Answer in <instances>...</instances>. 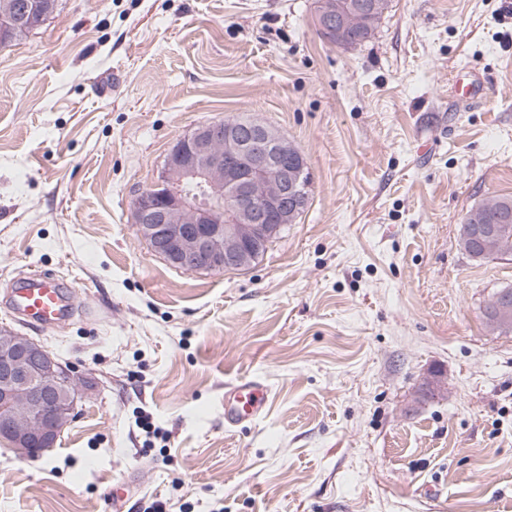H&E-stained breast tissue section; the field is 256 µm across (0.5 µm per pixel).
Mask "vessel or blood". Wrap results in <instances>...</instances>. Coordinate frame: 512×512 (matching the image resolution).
Returning <instances> with one entry per match:
<instances>
[{
  "mask_svg": "<svg viewBox=\"0 0 512 512\" xmlns=\"http://www.w3.org/2000/svg\"><path fill=\"white\" fill-rule=\"evenodd\" d=\"M11 307L25 322L43 329L59 325L68 315L72 295L52 274L33 272L20 278L9 294ZM271 390L256 376L234 380L224 389V424L237 427L264 415Z\"/></svg>",
  "mask_w": 512,
  "mask_h": 512,
  "instance_id": "obj_1",
  "label": "vessel or blood"
}]
</instances>
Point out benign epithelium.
<instances>
[{"label":"benign epithelium","mask_w":512,"mask_h":512,"mask_svg":"<svg viewBox=\"0 0 512 512\" xmlns=\"http://www.w3.org/2000/svg\"><path fill=\"white\" fill-rule=\"evenodd\" d=\"M46 0L0 13V37L41 27ZM299 149L255 118L199 125L179 138L155 182L135 199L132 220L151 251L192 272L244 270L308 202ZM494 322H512L504 291ZM79 385L35 339L0 327V440L31 459L52 449L74 421Z\"/></svg>","instance_id":"benign-epithelium-1"}]
</instances>
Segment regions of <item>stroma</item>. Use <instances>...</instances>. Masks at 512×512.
<instances>
[{
  "label": "stroma",
  "instance_id": "obj_1",
  "mask_svg": "<svg viewBox=\"0 0 512 512\" xmlns=\"http://www.w3.org/2000/svg\"><path fill=\"white\" fill-rule=\"evenodd\" d=\"M316 0H57L0 46V325L87 394L56 446L0 442V512H512V333L486 327L512 256L463 217L512 196V0H390L371 40ZM486 86L455 104L459 73ZM240 114L303 153L309 201L249 269L196 273L132 223L174 142ZM80 280L72 319L22 323L30 270ZM266 414L224 425V385ZM437 380L442 393L426 386ZM270 402L271 390L263 379H235L224 388V425L238 427L254 422L264 415Z\"/></svg>",
  "mask_w": 512,
  "mask_h": 512
}]
</instances>
